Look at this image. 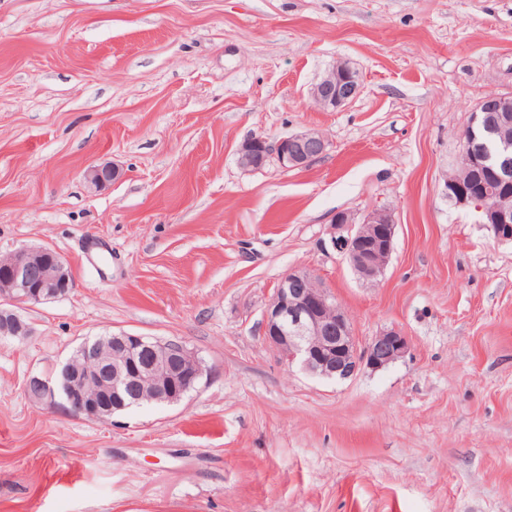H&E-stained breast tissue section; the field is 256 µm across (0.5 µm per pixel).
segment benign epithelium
Masks as SVG:
<instances>
[{
  "instance_id": "benign-epithelium-1",
  "label": "benign epithelium",
  "mask_w": 512,
  "mask_h": 512,
  "mask_svg": "<svg viewBox=\"0 0 512 512\" xmlns=\"http://www.w3.org/2000/svg\"><path fill=\"white\" fill-rule=\"evenodd\" d=\"M361 92L359 75L349 64H334L310 90L316 106L335 111ZM509 94L491 95L480 101L477 111L488 105L508 111ZM486 140L475 142L467 131L462 153L471 168L481 169L498 193L512 192V144L497 137L493 127L482 130ZM327 139L306 130L276 140L254 136L238 152L239 164L258 169L274 160L282 168L295 169L323 156ZM119 175L115 166L93 165L85 178L104 186ZM443 195L458 206L473 207L499 241H512V208H506L488 193L476 196L460 181H444ZM330 245L348 262L366 284L379 282L390 263L396 224L392 214L375 210L361 222L347 212L336 213L330 224ZM73 290L71 272L64 260L45 246L0 255V335L24 337L29 326L14 311L22 303H41L67 297ZM263 331L268 342L289 366L297 365L309 375L327 380H345L363 367L382 369L403 357L409 349L407 337L398 329L379 332L365 343L354 334L348 312L336 300L329 286L313 271L293 269L274 288L263 311ZM191 351L176 339L152 340L124 331L86 340L80 347V361L67 362L62 373L66 380L67 409L87 420L108 423L112 407L131 404L128 393L135 387L151 388L163 401L175 402L200 386L208 369L193 359L185 370L184 358ZM26 392L38 403H55V390L49 382L32 377Z\"/></svg>"
}]
</instances>
